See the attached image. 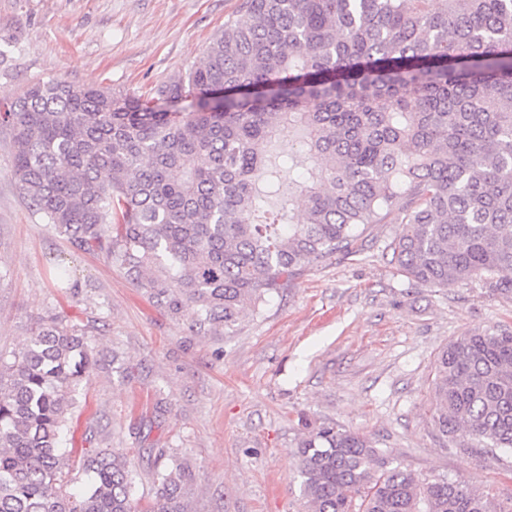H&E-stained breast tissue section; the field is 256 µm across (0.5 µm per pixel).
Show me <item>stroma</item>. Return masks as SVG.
<instances>
[{"label": "stroma", "mask_w": 512, "mask_h": 512, "mask_svg": "<svg viewBox=\"0 0 512 512\" xmlns=\"http://www.w3.org/2000/svg\"><path fill=\"white\" fill-rule=\"evenodd\" d=\"M243 0H0V106L61 77L147 100L202 61ZM0 124V352L56 315L85 326L97 365L69 421L76 449L135 463L137 496L188 461L189 512H306L297 446L307 429L367 436L420 477L445 476L512 512V453L442 435L435 361L456 336L512 332V293L426 288L385 247L397 224L362 226L351 255L312 264L220 336L157 306L105 256L73 247L32 211Z\"/></svg>", "instance_id": "stroma-1"}]
</instances>
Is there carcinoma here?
Instances as JSON below:
<instances>
[{
	"mask_svg": "<svg viewBox=\"0 0 512 512\" xmlns=\"http://www.w3.org/2000/svg\"><path fill=\"white\" fill-rule=\"evenodd\" d=\"M204 59L144 102L52 77L4 107L13 174L41 220L123 269L170 315L226 332L305 267L349 254L365 224L409 280L512 292V0H243ZM308 164L298 217L266 147ZM281 199L274 219L260 202ZM93 354L51 317L0 357V512H187L190 474L156 471L142 508L133 466L82 455L64 489L69 415ZM443 435L512 451V334L477 329L435 366ZM308 512H496L446 477H416L365 436L318 428L297 447Z\"/></svg>",
	"mask_w": 512,
	"mask_h": 512,
	"instance_id": "carcinoma-1",
	"label": "carcinoma"
}]
</instances>
